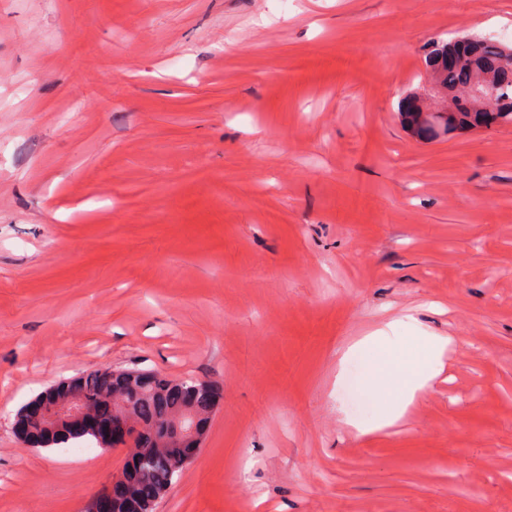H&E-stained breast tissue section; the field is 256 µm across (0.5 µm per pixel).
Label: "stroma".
Listing matches in <instances>:
<instances>
[{"label":"stroma","mask_w":512,"mask_h":512,"mask_svg":"<svg viewBox=\"0 0 512 512\" xmlns=\"http://www.w3.org/2000/svg\"><path fill=\"white\" fill-rule=\"evenodd\" d=\"M512 0H0V512L129 456L17 410L96 368L215 382L155 512H512V125L404 128L432 41ZM450 336L391 426L364 336Z\"/></svg>","instance_id":"35a3bbf8"}]
</instances>
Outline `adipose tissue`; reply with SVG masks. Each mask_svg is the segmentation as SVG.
<instances>
[{"label": "adipose tissue", "instance_id": "ef3b65f1", "mask_svg": "<svg viewBox=\"0 0 512 512\" xmlns=\"http://www.w3.org/2000/svg\"><path fill=\"white\" fill-rule=\"evenodd\" d=\"M396 327V322H389L387 330L365 337L354 348L364 364L359 389L384 407L385 412L380 419L384 426L392 425L401 418L417 395L429 388L433 378L441 372L443 358L452 343L448 337H432L424 344L419 359H408L395 367L386 352L389 348L388 333Z\"/></svg>", "mask_w": 512, "mask_h": 512}]
</instances>
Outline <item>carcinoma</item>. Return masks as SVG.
Segmentation results:
<instances>
[{
  "instance_id": "obj_1",
  "label": "carcinoma",
  "mask_w": 512,
  "mask_h": 512,
  "mask_svg": "<svg viewBox=\"0 0 512 512\" xmlns=\"http://www.w3.org/2000/svg\"><path fill=\"white\" fill-rule=\"evenodd\" d=\"M457 56V64L448 67V54ZM425 78L441 95L440 111L451 113L450 120L426 125L430 105L418 94H408L401 103L403 123L420 138H433L458 127H476L483 118L482 109H499L501 124H512V45L487 37H472L467 42L455 38L436 44L424 60ZM120 393L131 414L143 425L174 422L175 417L191 411L200 434H206L215 410L216 396L194 378L169 379L164 375L147 377L140 369L91 371L70 384L51 388L39 395L53 401L68 396L79 398L91 407L99 398ZM19 440L33 448H51L69 441L77 442L95 433L81 429L59 417L38 416L30 407L15 414ZM134 456V480L156 485L164 495L183 468L173 466L175 449L144 434L137 441Z\"/></svg>"
}]
</instances>
